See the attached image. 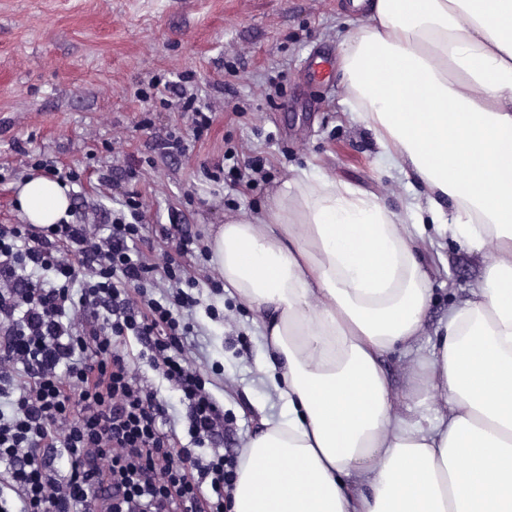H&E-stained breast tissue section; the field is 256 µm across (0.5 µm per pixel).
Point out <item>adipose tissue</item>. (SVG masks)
Segmentation results:
<instances>
[{
    "label": "adipose tissue",
    "instance_id": "1",
    "mask_svg": "<svg viewBox=\"0 0 512 512\" xmlns=\"http://www.w3.org/2000/svg\"><path fill=\"white\" fill-rule=\"evenodd\" d=\"M368 22L340 69L388 164L425 188L395 212L328 177L285 182L260 217L215 230L213 260L268 314L280 418L242 450L228 512H512V0H353ZM32 224L68 189L25 178ZM450 220H443L444 205ZM492 245L403 413L383 356L413 352L430 302L429 233Z\"/></svg>",
    "mask_w": 512,
    "mask_h": 512
}]
</instances>
